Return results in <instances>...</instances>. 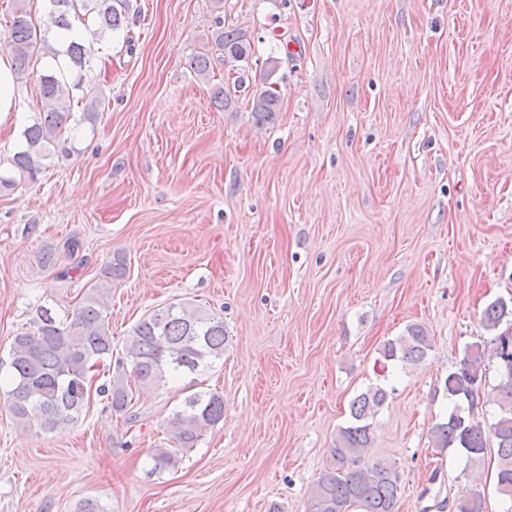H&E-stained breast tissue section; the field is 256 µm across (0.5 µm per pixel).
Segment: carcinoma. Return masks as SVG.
<instances>
[{"instance_id": "cac0c4a2", "label": "carcinoma", "mask_w": 512, "mask_h": 512, "mask_svg": "<svg viewBox=\"0 0 512 512\" xmlns=\"http://www.w3.org/2000/svg\"><path fill=\"white\" fill-rule=\"evenodd\" d=\"M52 26L63 31L62 48L50 43L49 29H40L33 21L29 0H10L3 31V43L13 55L17 81H22L30 64L44 55L67 59L65 67L46 69L39 74L35 116L23 131L24 146L10 158L13 172L22 180L35 181L43 161L51 156L66 159L71 155L66 137L71 125L95 120L102 99L83 89V75L91 45L123 28L129 22L130 0H48ZM84 21L89 39L70 37L72 18ZM213 48L234 60L249 57L251 45L236 30L219 28L213 35ZM212 56L200 53L192 57L191 68L206 77ZM279 96L265 89L253 96L252 114L256 122H274L279 112ZM83 105L74 112V104ZM17 178V179H19ZM17 179L0 174V190L17 186ZM126 257L115 253L100 268L99 282L64 317L55 309L40 305L31 319L33 331L16 334L11 346V388L7 401L15 422L27 428L51 431L63 423H73L87 404L90 373L99 363L114 358L112 334L107 320L104 290L126 276ZM509 314L502 301L490 304L483 313L489 329L498 327ZM224 319L206 310L182 303L158 308L131 328L123 356L116 359L118 372L96 388L112 412L126 414L133 405V388H149L183 374L195 373L210 361L224 356ZM432 348L427 330L418 323L386 341L379 349L380 369L388 378L389 368L417 363ZM493 360L498 383L493 388L496 406L493 421L474 419L461 401L481 399L486 379V362ZM130 364L131 371L124 370ZM134 381H129L127 375ZM448 401L453 404L444 422L433 430L435 445L444 451L458 448L471 465L485 457L489 441L496 445V478L500 494L512 499V335L501 333L492 339L475 342L466 348L459 366L444 381ZM387 390L381 385L358 394L350 407L351 421L341 428L326 467L312 491L313 512H396L399 479L394 465L365 452L373 439L372 419L385 403ZM224 420V397L213 391H197L184 400L169 420L178 447L156 449L154 469L175 466L178 452L189 450L206 433Z\"/></svg>"}]
</instances>
